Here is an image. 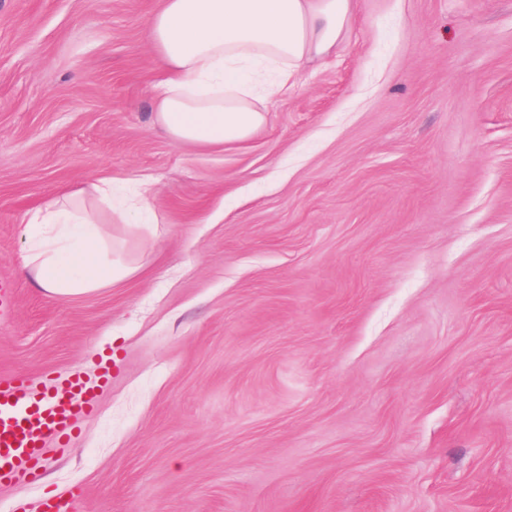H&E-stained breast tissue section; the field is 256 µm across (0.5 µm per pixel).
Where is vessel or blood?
I'll list each match as a JSON object with an SVG mask.
<instances>
[{
    "instance_id": "b4317fda",
    "label": "vessel or blood",
    "mask_w": 512,
    "mask_h": 512,
    "mask_svg": "<svg viewBox=\"0 0 512 512\" xmlns=\"http://www.w3.org/2000/svg\"><path fill=\"white\" fill-rule=\"evenodd\" d=\"M94 406L85 380L45 378L33 391L30 377H0V483L22 485L42 476L45 450L73 436L78 420Z\"/></svg>"
}]
</instances>
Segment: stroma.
Returning <instances> with one entry per match:
<instances>
[{"instance_id":"1","label":"stroma","mask_w":512,"mask_h":512,"mask_svg":"<svg viewBox=\"0 0 512 512\" xmlns=\"http://www.w3.org/2000/svg\"><path fill=\"white\" fill-rule=\"evenodd\" d=\"M160 0H0V376L96 379L0 512H512V0H354L247 143L153 123ZM151 185L144 271L71 300L26 212Z\"/></svg>"}]
</instances>
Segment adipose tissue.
<instances>
[{"mask_svg":"<svg viewBox=\"0 0 512 512\" xmlns=\"http://www.w3.org/2000/svg\"><path fill=\"white\" fill-rule=\"evenodd\" d=\"M354 16L353 0H162L147 38L163 73L154 123L172 141L242 144L266 123L259 77L287 90L305 62L328 54ZM149 191L112 205V182L53 195L24 218L23 269L47 295L70 300L136 277L157 239Z\"/></svg>","mask_w":512,"mask_h":512,"instance_id":"adipose-tissue-1","label":"adipose tissue"}]
</instances>
